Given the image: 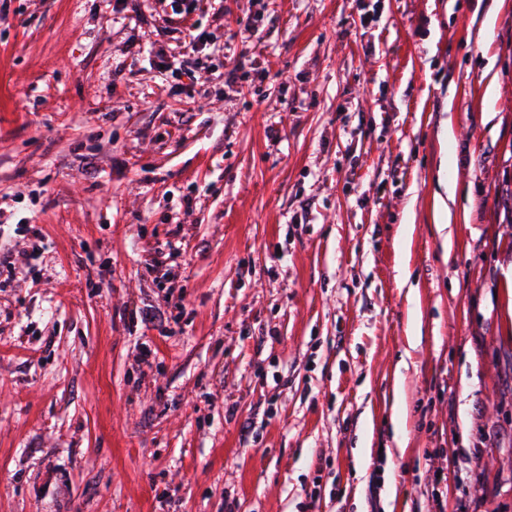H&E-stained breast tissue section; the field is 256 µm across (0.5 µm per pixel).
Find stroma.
Here are the masks:
<instances>
[{"mask_svg": "<svg viewBox=\"0 0 512 512\" xmlns=\"http://www.w3.org/2000/svg\"><path fill=\"white\" fill-rule=\"evenodd\" d=\"M212 3L0 0V512H512V0ZM179 56L181 57L167 56L162 51H159L156 55L158 59L156 65L160 70L170 72L172 76H176L179 80H181L182 77L192 80L195 69L201 64V59L197 56V58L191 61L189 56L187 57L183 54ZM161 65H164V69H161ZM32 260V255L28 252L0 247V270L7 273V278L13 274L30 271Z\"/></svg>", "mask_w": 512, "mask_h": 512, "instance_id": "1", "label": "stroma"}]
</instances>
